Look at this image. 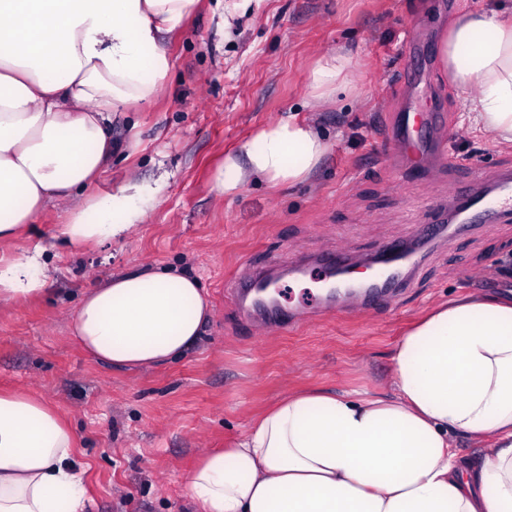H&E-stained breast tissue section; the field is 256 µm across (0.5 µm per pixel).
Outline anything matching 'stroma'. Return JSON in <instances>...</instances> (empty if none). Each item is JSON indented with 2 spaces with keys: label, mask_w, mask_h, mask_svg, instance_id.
I'll return each instance as SVG.
<instances>
[{
  "label": "stroma",
  "mask_w": 512,
  "mask_h": 512,
  "mask_svg": "<svg viewBox=\"0 0 512 512\" xmlns=\"http://www.w3.org/2000/svg\"><path fill=\"white\" fill-rule=\"evenodd\" d=\"M491 8L512 18V0H262L226 33L214 0H200L165 44L163 94L112 121L120 150L97 191L134 180L164 185L134 236L68 253L57 241L64 212L51 206L0 245L7 255L43 247L57 267L41 296L0 304V391L34 392L77 430L79 459L89 465L86 512H192L186 478L198 455L228 447L289 391L384 390L395 342L428 307L459 294L512 295V272L500 267L512 256V222L426 244L412 287L375 313L325 312L324 272L292 266L325 247L359 260L382 242L412 240L415 225L435 215L429 199H455L468 164L488 180L512 168V147L458 131L460 91L439 57L461 10ZM408 37L411 58L401 53ZM338 45L355 58L364 101L343 96L319 111L330 147L312 179L253 183L224 198L214 174L225 155L283 115L307 117L309 71ZM404 106L444 112L454 128L456 166L443 178L401 179L383 159L384 135ZM276 256L284 264L274 305L304 314L293 327L259 330L233 282L244 263ZM138 264L200 277L215 314L184 358L112 370L73 342L69 325L84 290Z\"/></svg>",
  "instance_id": "35a3bbf8"
}]
</instances>
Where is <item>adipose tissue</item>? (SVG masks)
<instances>
[{
	"instance_id": "obj_1",
	"label": "adipose tissue",
	"mask_w": 512,
	"mask_h": 512,
	"mask_svg": "<svg viewBox=\"0 0 512 512\" xmlns=\"http://www.w3.org/2000/svg\"><path fill=\"white\" fill-rule=\"evenodd\" d=\"M198 0H0V244L49 204L65 206L68 251L126 238L159 190L105 194L93 180L112 161L113 113L153 101L170 64L164 36ZM462 89L468 130L512 147V21L460 13L439 46ZM349 50L309 72L314 106L359 97ZM329 145L315 120L260 128L225 156L218 190L306 182ZM42 247L0 259V301L40 294ZM213 310L205 288L175 268L137 266L82 294L71 333L118 370L174 362ZM387 392L302 389L255 418L233 447L201 453L187 477L194 512H512V299L465 296L435 306L395 343ZM480 442L460 456L458 438ZM78 436L25 390L0 391V512H84Z\"/></svg>"
}]
</instances>
